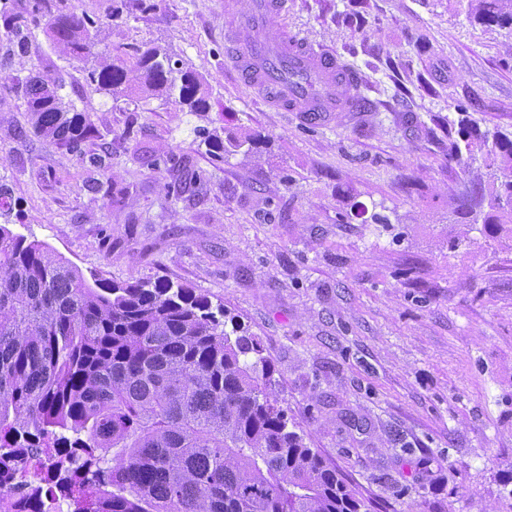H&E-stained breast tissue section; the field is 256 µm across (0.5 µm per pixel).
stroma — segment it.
<instances>
[{
    "label": "stroma",
    "mask_w": 512,
    "mask_h": 512,
    "mask_svg": "<svg viewBox=\"0 0 512 512\" xmlns=\"http://www.w3.org/2000/svg\"><path fill=\"white\" fill-rule=\"evenodd\" d=\"M36 3L98 21L95 54L9 35ZM224 22V0H0V224L85 276L224 309L370 512H512V226L461 220L493 171L448 159L463 121L512 132V31L466 0H286L258 33L333 51L365 104L312 123L236 78ZM150 48L198 74L208 111L142 90ZM105 60L128 65L127 92L91 82ZM38 76L86 116L82 155L34 133Z\"/></svg>",
    "instance_id": "1"
}]
</instances>
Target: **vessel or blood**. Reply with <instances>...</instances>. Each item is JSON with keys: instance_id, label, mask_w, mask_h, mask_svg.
<instances>
[{"instance_id": "b4317fda", "label": "vessel or blood", "mask_w": 512, "mask_h": 512, "mask_svg": "<svg viewBox=\"0 0 512 512\" xmlns=\"http://www.w3.org/2000/svg\"><path fill=\"white\" fill-rule=\"evenodd\" d=\"M282 4L283 0H258L255 15L236 22L227 33V51L243 83L262 87L272 101L314 121L334 110L357 111L359 94L343 98L336 93L337 84L353 87L356 78L333 57L294 38L244 39V32L258 25L260 15Z\"/></svg>"}]
</instances>
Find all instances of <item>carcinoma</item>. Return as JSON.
<instances>
[{"instance_id":"cac0c4a2","label":"carcinoma","mask_w":512,"mask_h":512,"mask_svg":"<svg viewBox=\"0 0 512 512\" xmlns=\"http://www.w3.org/2000/svg\"><path fill=\"white\" fill-rule=\"evenodd\" d=\"M486 27L512 29V0H469ZM77 56L91 52V21L76 12L45 23ZM135 69L155 92L193 112L209 94L193 71L148 49ZM99 90H124L127 69L90 73ZM35 130L80 152L91 133L62 106L58 85L26 84ZM499 183L471 187L467 217L484 201L485 224H512V138L487 151ZM253 343L231 339L208 300L167 281L87 280L48 245L0 225V461L18 448L83 449L58 466L90 488L93 512H368L302 436L269 391V366L244 360ZM53 493L52 477L19 480L0 512L25 507L27 485Z\"/></svg>"}]
</instances>
